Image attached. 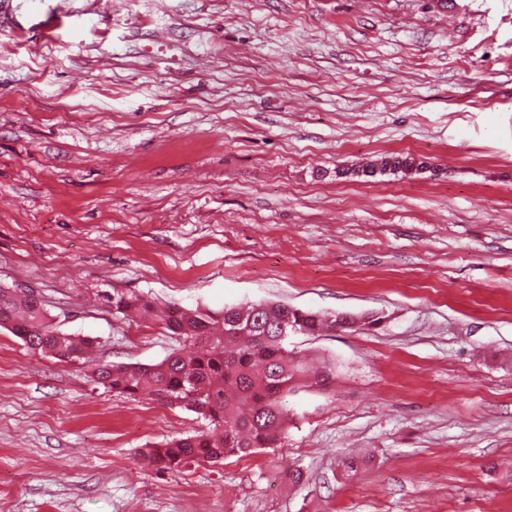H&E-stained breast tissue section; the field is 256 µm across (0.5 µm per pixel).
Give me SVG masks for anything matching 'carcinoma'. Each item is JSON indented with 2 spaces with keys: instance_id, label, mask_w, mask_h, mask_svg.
Listing matches in <instances>:
<instances>
[{
  "instance_id": "obj_1",
  "label": "carcinoma",
  "mask_w": 512,
  "mask_h": 512,
  "mask_svg": "<svg viewBox=\"0 0 512 512\" xmlns=\"http://www.w3.org/2000/svg\"><path fill=\"white\" fill-rule=\"evenodd\" d=\"M394 160L390 173L407 174L414 168L409 154H382L354 170L336 173L346 179ZM114 314L130 310L149 324L160 325L189 348L179 349L155 364L103 363L93 381L125 396H147L166 405H178L200 414L208 430L140 452L141 463L158 471H175L192 462L219 463L226 457H244L259 448H275L299 418V400L305 394L336 393L339 366L324 357L313 374L289 348L280 324L298 334L315 336L336 329L334 315L281 304L254 303L232 316L211 314L174 303L160 312L140 294L105 293ZM0 328L35 353L53 355L60 362L78 361L89 342L55 326L44 302L35 293L19 296L0 286Z\"/></svg>"
}]
</instances>
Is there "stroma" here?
Here are the masks:
<instances>
[{"label":"stroma","mask_w":512,"mask_h":512,"mask_svg":"<svg viewBox=\"0 0 512 512\" xmlns=\"http://www.w3.org/2000/svg\"><path fill=\"white\" fill-rule=\"evenodd\" d=\"M385 153L432 169L335 176ZM0 286L95 342L0 330V512H512V0H0ZM113 291L377 323L293 337L343 369L281 446L159 473L207 423L93 382L178 346Z\"/></svg>","instance_id":"stroma-1"}]
</instances>
